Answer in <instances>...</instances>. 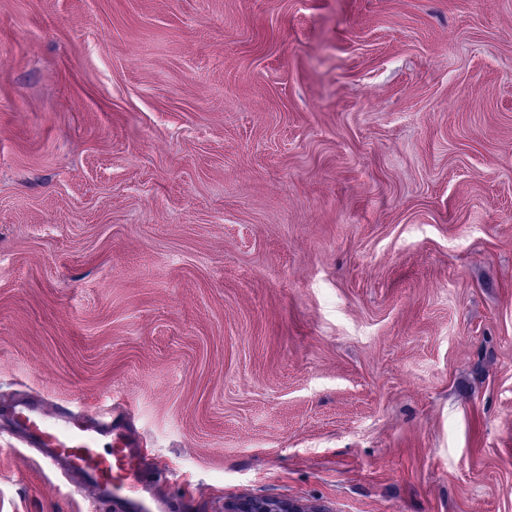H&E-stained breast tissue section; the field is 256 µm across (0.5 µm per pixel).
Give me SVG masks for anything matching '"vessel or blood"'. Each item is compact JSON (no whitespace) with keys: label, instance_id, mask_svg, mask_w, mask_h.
I'll return each mask as SVG.
<instances>
[{"label":"vessel or blood","instance_id":"1","mask_svg":"<svg viewBox=\"0 0 512 512\" xmlns=\"http://www.w3.org/2000/svg\"><path fill=\"white\" fill-rule=\"evenodd\" d=\"M11 417L15 428L41 449L46 468L65 465L95 487L91 512H110L113 501L134 498L145 512L147 500L155 498L157 485L167 478L138 440L104 415L46 413L38 404L20 401L13 405Z\"/></svg>","mask_w":512,"mask_h":512}]
</instances>
